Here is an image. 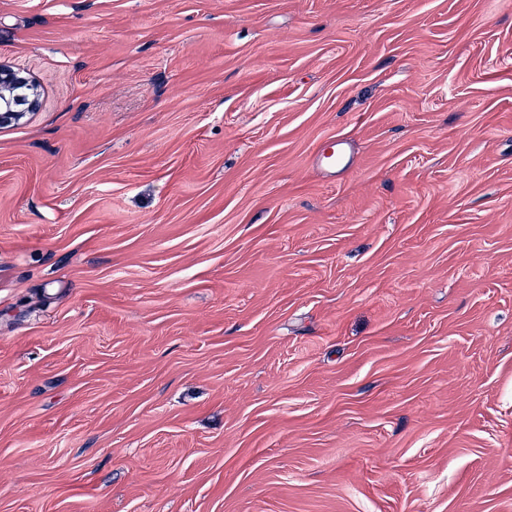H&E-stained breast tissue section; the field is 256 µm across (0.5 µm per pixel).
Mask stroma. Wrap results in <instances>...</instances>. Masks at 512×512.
<instances>
[{"mask_svg": "<svg viewBox=\"0 0 512 512\" xmlns=\"http://www.w3.org/2000/svg\"><path fill=\"white\" fill-rule=\"evenodd\" d=\"M0 512H512V0H0ZM11 66L0 63V127L22 117L25 112H33L40 106L39 96L30 98L15 93L25 77Z\"/></svg>", "mask_w": 512, "mask_h": 512, "instance_id": "1", "label": "stroma"}]
</instances>
